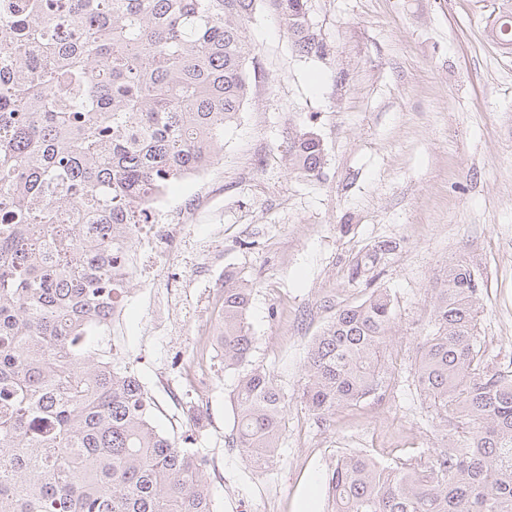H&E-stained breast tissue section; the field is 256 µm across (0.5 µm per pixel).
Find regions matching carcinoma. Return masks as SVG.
<instances>
[{"mask_svg":"<svg viewBox=\"0 0 512 512\" xmlns=\"http://www.w3.org/2000/svg\"><path fill=\"white\" fill-rule=\"evenodd\" d=\"M256 0H5L0 4V512H213L208 461L152 424V400L110 355L87 348L126 282L133 243L169 185L211 166L249 85L244 35ZM299 49L325 47L307 0H272ZM512 8L490 27L512 48ZM316 175L321 141L293 142ZM390 250L351 268L353 279ZM252 288L224 277L218 346L237 373L228 447L275 463L286 394L253 363ZM475 269L448 265L414 382L446 444L417 463L364 451L328 477L331 512H512V373L493 369L477 325ZM395 311L376 290L312 341L301 400L318 420L383 395Z\"/></svg>","mask_w":512,"mask_h":512,"instance_id":"1","label":"carcinoma"}]
</instances>
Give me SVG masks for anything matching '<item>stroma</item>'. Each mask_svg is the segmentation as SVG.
Returning a JSON list of instances; mask_svg holds the SVG:
<instances>
[{
    "label": "stroma",
    "mask_w": 512,
    "mask_h": 512,
    "mask_svg": "<svg viewBox=\"0 0 512 512\" xmlns=\"http://www.w3.org/2000/svg\"><path fill=\"white\" fill-rule=\"evenodd\" d=\"M501 3L308 0L325 53L306 56L271 0H257L244 107L218 161L163 197L167 221L185 227L182 253L130 281L118 320L93 337L139 378L158 431L206 456L214 512H297L312 485L327 512L344 453L392 463L440 447L413 374L449 263L480 275V340L497 367L512 363V50L488 27ZM305 133L324 149L314 177L291 155ZM385 243L392 251L351 279ZM228 271L253 285V359L288 394L282 455L265 473L227 445L234 374L212 357L199 392L174 365L195 354L199 326L217 325L211 285ZM376 290L395 306L392 394L317 421L300 399L308 348L336 310Z\"/></svg>",
    "instance_id": "obj_1"
}]
</instances>
